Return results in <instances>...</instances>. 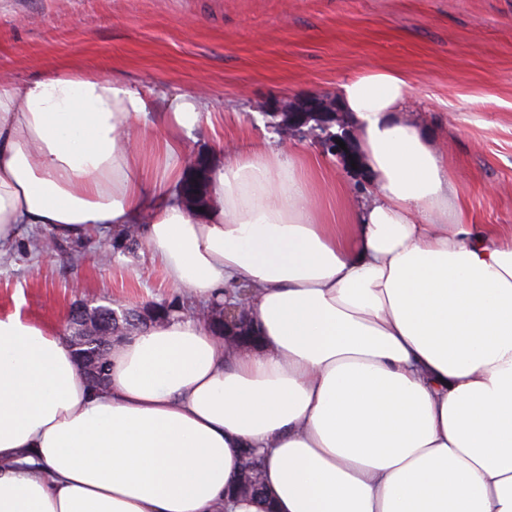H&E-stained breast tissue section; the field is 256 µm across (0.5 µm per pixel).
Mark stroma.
<instances>
[{
  "label": "stroma",
  "mask_w": 512,
  "mask_h": 512,
  "mask_svg": "<svg viewBox=\"0 0 512 512\" xmlns=\"http://www.w3.org/2000/svg\"><path fill=\"white\" fill-rule=\"evenodd\" d=\"M98 70L142 91L201 88L213 109L185 153L276 142L263 104L319 93L368 67L407 77L417 122L448 156L468 223L512 225V0H0V76L25 82L61 66ZM315 201L328 224L350 221L370 185L310 137ZM21 226L0 258V313L66 325L70 307L198 306L172 286L148 241L112 232L38 248Z\"/></svg>",
  "instance_id": "obj_1"
}]
</instances>
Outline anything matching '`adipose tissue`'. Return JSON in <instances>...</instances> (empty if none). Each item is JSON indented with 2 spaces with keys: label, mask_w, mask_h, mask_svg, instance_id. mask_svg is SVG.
I'll list each match as a JSON object with an SVG mask.
<instances>
[{
  "label": "adipose tissue",
  "mask_w": 512,
  "mask_h": 512,
  "mask_svg": "<svg viewBox=\"0 0 512 512\" xmlns=\"http://www.w3.org/2000/svg\"><path fill=\"white\" fill-rule=\"evenodd\" d=\"M398 72L338 103L373 192L323 223L287 145L177 193L195 91L100 72L0 79V255L22 224L69 238L146 227L170 283L249 291L259 346L174 315L112 350L107 386L61 328L0 314V512H260L227 496L255 449L270 512H512V226L466 221L448 159L404 117ZM141 126H134V119Z\"/></svg>",
  "instance_id": "obj_1"
}]
</instances>
